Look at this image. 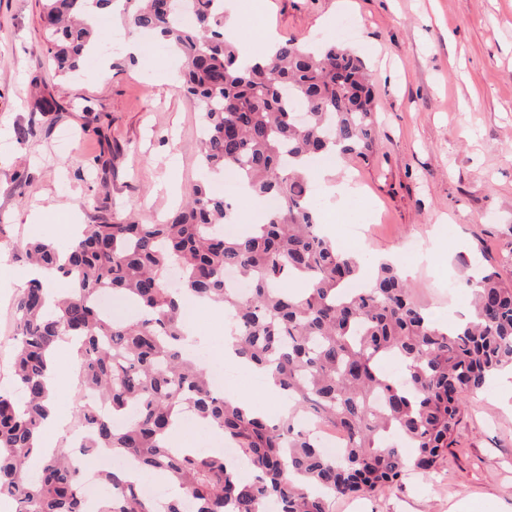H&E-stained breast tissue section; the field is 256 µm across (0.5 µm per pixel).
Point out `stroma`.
<instances>
[{
  "mask_svg": "<svg viewBox=\"0 0 512 512\" xmlns=\"http://www.w3.org/2000/svg\"><path fill=\"white\" fill-rule=\"evenodd\" d=\"M242 45L263 27L279 39L335 43L342 20L356 22L352 46L370 70L377 131L369 161L315 164L356 180L343 204L323 198L321 228L346 252L373 261L403 256L413 241L430 256L412 267L415 300L441 323L465 319L471 295L466 258L512 271V0H235ZM39 0H0V250L11 279H0V332L30 268L24 243L66 248L90 216L164 219L199 175V113L176 80L179 61L157 39L126 34L127 45L56 74ZM54 98L46 115L36 98ZM26 129L18 138V129ZM368 207L360 240L347 227ZM188 313L212 358L224 343L221 312L191 302ZM512 512V384L495 381L469 400L447 463L432 476L351 500L334 512Z\"/></svg>",
  "mask_w": 512,
  "mask_h": 512,
  "instance_id": "obj_1",
  "label": "stroma"
}]
</instances>
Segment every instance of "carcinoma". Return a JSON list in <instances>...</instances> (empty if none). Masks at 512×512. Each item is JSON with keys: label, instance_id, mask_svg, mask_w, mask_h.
<instances>
[{"label": "carcinoma", "instance_id": "cac0c4a2", "mask_svg": "<svg viewBox=\"0 0 512 512\" xmlns=\"http://www.w3.org/2000/svg\"><path fill=\"white\" fill-rule=\"evenodd\" d=\"M163 4L41 0L58 72L78 71L96 51L102 16L117 14L131 30L154 35L182 60L183 91L200 112L204 173L231 170L253 195L284 206L227 238L229 204L199 182L165 224L97 220L63 251L47 241L26 245V258L55 270L68 288L53 298L33 279L16 299L12 390H0V498L16 512H186L187 499L192 512H262L267 501L279 512H333L340 497L383 490L411 471L431 475L447 460L468 397L512 370V285L474 261L466 280L472 318L446 327L414 302L389 260L378 261L370 287L350 290L366 259L322 235L302 163L369 160L374 94L364 61L347 47L314 51L289 38L265 62L248 63L224 33V0H190V27L178 26L175 8ZM285 85L304 120L282 99ZM229 268L250 282L247 297L225 286ZM102 293L135 316L103 313ZM186 293L231 313L238 355L271 372L288 417L256 416L213 391L184 353ZM60 340L75 343L79 376L106 405L76 410L86 435L81 459L110 455L153 470L173 489L162 507L116 467L99 473L106 493L90 501L85 468L66 442L42 451L36 473L26 467L39 451ZM386 360L401 364L402 378L381 370ZM177 413L224 436L249 474L222 453L173 447ZM307 419L346 434L344 452L326 454Z\"/></svg>", "mask_w": 512, "mask_h": 512}]
</instances>
